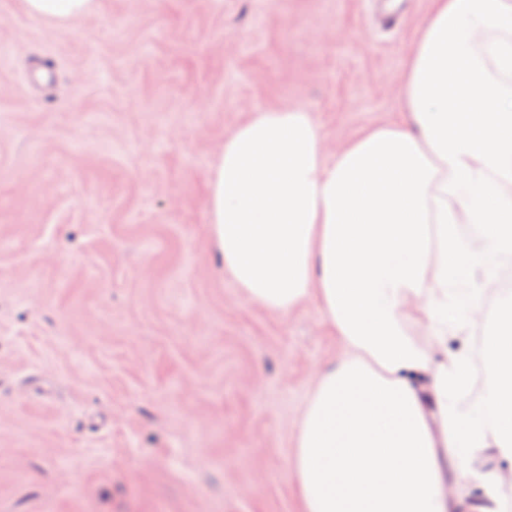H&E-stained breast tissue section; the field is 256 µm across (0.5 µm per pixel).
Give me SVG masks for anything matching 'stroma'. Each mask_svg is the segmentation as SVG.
Instances as JSON below:
<instances>
[{"label":"stroma","instance_id":"35a3bbf8","mask_svg":"<svg viewBox=\"0 0 512 512\" xmlns=\"http://www.w3.org/2000/svg\"><path fill=\"white\" fill-rule=\"evenodd\" d=\"M434 0H0V512H300V412L341 345L225 273L206 185L258 111L327 154L405 122ZM94 0H23L27 14L36 19L68 21L88 15Z\"/></svg>","mask_w":512,"mask_h":512}]
</instances>
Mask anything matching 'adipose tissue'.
<instances>
[{"mask_svg":"<svg viewBox=\"0 0 512 512\" xmlns=\"http://www.w3.org/2000/svg\"><path fill=\"white\" fill-rule=\"evenodd\" d=\"M94 0H23L36 19ZM512 0H435L396 95L406 123L326 158L310 112L254 113L225 138L207 210L224 270L285 315L316 299L342 353L303 406V512H453L446 462L512 459ZM492 318L482 365L448 338Z\"/></svg>","mask_w":512,"mask_h":512,"instance_id":"obj_1","label":"adipose tissue"}]
</instances>
